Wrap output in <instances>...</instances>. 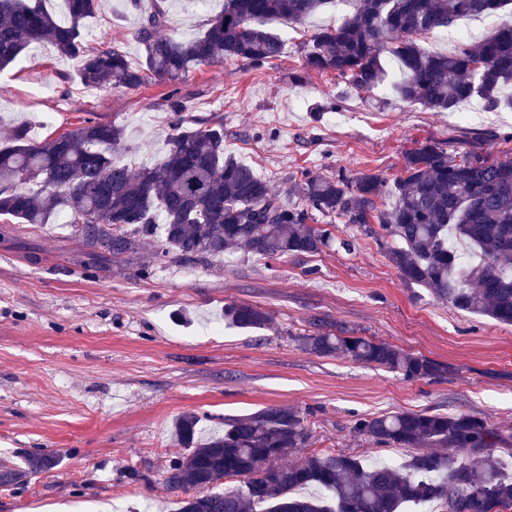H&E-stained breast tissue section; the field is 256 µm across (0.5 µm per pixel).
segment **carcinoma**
<instances>
[{
    "instance_id": "carcinoma-1",
    "label": "carcinoma",
    "mask_w": 512,
    "mask_h": 512,
    "mask_svg": "<svg viewBox=\"0 0 512 512\" xmlns=\"http://www.w3.org/2000/svg\"><path fill=\"white\" fill-rule=\"evenodd\" d=\"M167 0H129L139 12L133 39L143 61L132 63L121 43L85 42V21L98 0H64L59 17L33 0H0V70L29 47L50 43L65 58L80 59L79 82L94 89L135 91L148 76L184 80L202 66L238 61L253 70L284 53L282 39L266 30L270 19L299 24L327 0H224L220 13L190 40L164 34ZM353 13L325 25L306 46L307 68L334 73L355 90L371 92L386 81L382 54L395 57L403 77L396 96L435 112H457L473 99L495 110L512 83V0H354ZM461 17H496L479 42L463 40L448 53L427 51L421 33ZM175 115L164 157L132 169L122 127L87 119L56 138L36 142L27 125L14 127L0 147V218L46 224L65 210L68 223L92 247L111 255L130 251L140 237L161 233L166 251L186 257H221L241 249L265 259L316 254L331 232L307 223L308 211L333 214L349 224L379 226L396 246L389 259L401 277L429 289L456 309L512 324V159L452 156L434 143L406 154L403 176L389 184L375 174L350 181L304 175L294 185L302 205L274 193L252 168L224 155V124L186 126L178 89L166 97ZM393 202L379 208V203ZM240 329H262L268 314L246 303L224 308ZM320 356L341 355L382 367L407 380L435 379L440 364L382 341L318 330L303 338ZM198 417L187 412L174 424L185 455L173 461L166 487L195 488L178 512H401L404 505L435 502L448 512H512V472L495 449L512 435L480 416L406 410L359 417L353 430L378 446L414 448L402 467L372 465L347 455L312 453L283 464L305 447L304 418L272 405L224 424V434L196 438ZM58 465L30 453L21 464L0 466V477L19 483ZM243 478L229 490L224 479ZM316 485L323 499L292 496Z\"/></svg>"
}]
</instances>
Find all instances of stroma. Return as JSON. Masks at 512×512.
<instances>
[{
    "label": "stroma",
    "mask_w": 512,
    "mask_h": 512,
    "mask_svg": "<svg viewBox=\"0 0 512 512\" xmlns=\"http://www.w3.org/2000/svg\"><path fill=\"white\" fill-rule=\"evenodd\" d=\"M195 0H170L168 33L190 39L213 12ZM335 4L304 23L266 27L285 43L283 56L254 71L235 62L201 67L180 88L189 118L224 124V152L251 166L292 200L302 174L350 180L373 173L394 180L404 158L431 141L458 155L512 157V109L468 108L473 117L433 112L385 88L357 95L346 80L304 65V46L322 25L341 21ZM139 15L126 0H101L85 30L89 44L107 37L139 62L132 33ZM78 59L43 44L0 72V142L25 121L44 142L83 119L124 130L133 166L153 165L167 149L172 115L168 81L139 90H88ZM315 227L354 240L311 255L277 260L236 249L209 259L164 254L159 241L87 265L88 247L73 225L0 220V461L29 453L58 466L0 487V512H176L164 485L184 450L172 435L192 411L207 439L225 420L271 405L293 407L310 431V452L365 462L406 464L408 448H379L353 433L361 415L402 410L473 413L512 431V325L440 302L404 281L382 229L366 232L334 215L312 212ZM266 311L264 329H238L225 306ZM376 338L446 365L436 379L407 380L343 356L301 346L316 321Z\"/></svg>",
    "instance_id": "stroma-1"
}]
</instances>
